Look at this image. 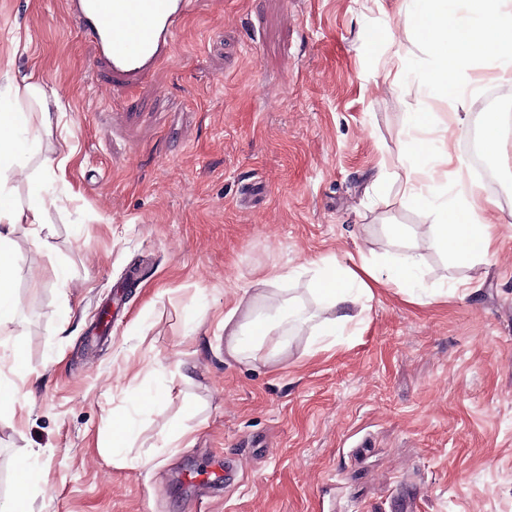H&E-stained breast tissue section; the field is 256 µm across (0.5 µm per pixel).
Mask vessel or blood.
I'll use <instances>...</instances> for the list:
<instances>
[{
    "mask_svg": "<svg viewBox=\"0 0 512 512\" xmlns=\"http://www.w3.org/2000/svg\"><path fill=\"white\" fill-rule=\"evenodd\" d=\"M196 0H65L68 17L95 48L93 73L116 91L136 88L173 49Z\"/></svg>",
    "mask_w": 512,
    "mask_h": 512,
    "instance_id": "obj_1",
    "label": "vessel or blood"
}]
</instances>
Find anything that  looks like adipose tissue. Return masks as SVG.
<instances>
[{
	"label": "adipose tissue",
	"instance_id": "adipose-tissue-1",
	"mask_svg": "<svg viewBox=\"0 0 512 512\" xmlns=\"http://www.w3.org/2000/svg\"><path fill=\"white\" fill-rule=\"evenodd\" d=\"M406 15L416 38L430 57L424 85L430 97L442 101H463L470 82L467 71L473 58H489L502 77L512 76V58L503 57L500 47L512 43V0H406ZM43 100L44 92L35 82L22 81L0 96V328L13 324L17 306L5 281L19 266L14 233L17 225L28 228L33 245L50 249L45 235L47 199L42 187H33L26 204H19L9 185L10 178L23 171L44 135L52 129L46 112H21L19 98ZM445 131L420 113L410 119L405 137L395 155V175L405 193L434 216L426 232L433 246L459 262L487 255L494 239L484 217V200L474 182H449ZM394 237L399 252L378 263L362 261L356 267L324 260L318 271L317 288L332 317L317 326L321 336L342 335L353 319V309L371 298L375 289L394 288L410 295L421 285L419 270L423 255L405 228ZM236 311L224 316V351L241 359L261 352L268 336L285 320L283 306L272 312L249 316L238 322Z\"/></svg>",
	"mask_w": 512,
	"mask_h": 512
}]
</instances>
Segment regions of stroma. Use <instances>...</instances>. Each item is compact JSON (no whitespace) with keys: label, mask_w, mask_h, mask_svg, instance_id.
Returning a JSON list of instances; mask_svg holds the SVG:
<instances>
[{"label":"stroma","mask_w":512,"mask_h":512,"mask_svg":"<svg viewBox=\"0 0 512 512\" xmlns=\"http://www.w3.org/2000/svg\"><path fill=\"white\" fill-rule=\"evenodd\" d=\"M92 54L63 0H0V90L37 75L52 121L10 185L54 200L51 250L15 234L0 499L24 480L29 512H512V81L476 59L458 107L465 158L485 105L508 116L481 190L494 247L460 263L390 165L413 114L451 110L403 0H197L119 98ZM393 224L421 235L423 290L375 289L320 349L318 262L381 259ZM272 298L299 311L285 350L227 358L225 312Z\"/></svg>","instance_id":"obj_1"}]
</instances>
